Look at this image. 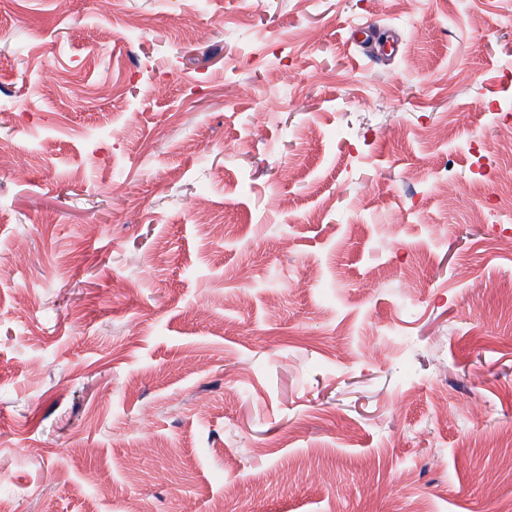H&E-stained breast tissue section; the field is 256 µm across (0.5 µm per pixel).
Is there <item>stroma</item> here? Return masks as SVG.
<instances>
[{
    "mask_svg": "<svg viewBox=\"0 0 512 512\" xmlns=\"http://www.w3.org/2000/svg\"><path fill=\"white\" fill-rule=\"evenodd\" d=\"M104 2L0 0V502L512 512V0Z\"/></svg>",
    "mask_w": 512,
    "mask_h": 512,
    "instance_id": "obj_1",
    "label": "stroma"
}]
</instances>
